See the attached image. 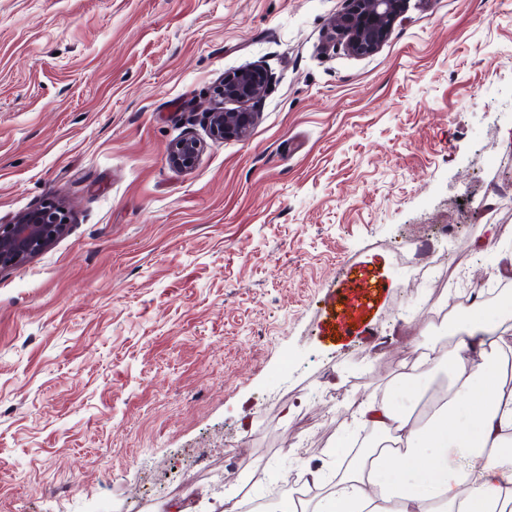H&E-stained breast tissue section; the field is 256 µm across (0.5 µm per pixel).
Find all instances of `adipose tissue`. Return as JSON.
<instances>
[{"label": "adipose tissue", "instance_id": "obj_1", "mask_svg": "<svg viewBox=\"0 0 512 512\" xmlns=\"http://www.w3.org/2000/svg\"><path fill=\"white\" fill-rule=\"evenodd\" d=\"M458 319L464 337L423 344L383 395L357 404L382 449L337 459L333 482L310 471L315 495L300 508L280 499L271 512H512V309L488 317L476 302ZM441 368L447 397L427 419L395 402V389L421 390Z\"/></svg>", "mask_w": 512, "mask_h": 512}]
</instances>
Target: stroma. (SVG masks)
<instances>
[{
	"mask_svg": "<svg viewBox=\"0 0 512 512\" xmlns=\"http://www.w3.org/2000/svg\"><path fill=\"white\" fill-rule=\"evenodd\" d=\"M344 7L0 0V225L71 218L0 271V512H222L237 473L327 470L422 324L512 277V0H410L365 56L328 43ZM252 66L255 123L212 139ZM360 261L378 301L326 319ZM238 71H241L240 75H237ZM238 71L226 73L224 84L218 91L221 99L239 103L241 109L224 112V107L219 106L210 112L211 134L216 139L243 138L247 135L256 115L248 106L270 82V75L264 68ZM202 144L193 136H187L178 141L171 149L170 160L180 169L191 167L201 152Z\"/></svg>",
	"mask_w": 512,
	"mask_h": 512,
	"instance_id": "obj_1",
	"label": "stroma"
}]
</instances>
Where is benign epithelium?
Wrapping results in <instances>:
<instances>
[{
	"label": "benign epithelium",
	"instance_id": "1",
	"mask_svg": "<svg viewBox=\"0 0 512 512\" xmlns=\"http://www.w3.org/2000/svg\"><path fill=\"white\" fill-rule=\"evenodd\" d=\"M346 6L332 24L330 41H339L355 55H368L385 41L394 24L403 16L409 0H345ZM270 75L261 67H252L224 75L219 96L240 104L241 109L226 112L218 107L209 115L211 134L216 139L243 138L255 120L249 104L269 84ZM202 144L192 136L178 141L170 160L180 169L191 167ZM69 224L65 211L54 203L31 211L12 224L0 225V270L39 252Z\"/></svg>",
	"mask_w": 512,
	"mask_h": 512
}]
</instances>
